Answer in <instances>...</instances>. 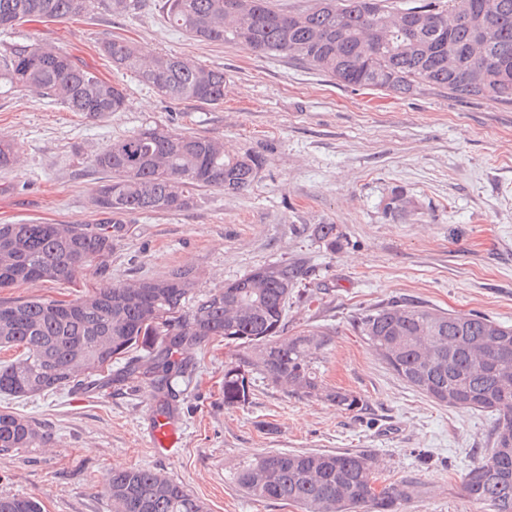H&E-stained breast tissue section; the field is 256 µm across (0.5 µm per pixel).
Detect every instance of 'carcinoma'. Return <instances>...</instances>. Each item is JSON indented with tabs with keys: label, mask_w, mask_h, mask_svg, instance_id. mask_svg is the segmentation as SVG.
<instances>
[{
	"label": "carcinoma",
	"mask_w": 512,
	"mask_h": 512,
	"mask_svg": "<svg viewBox=\"0 0 512 512\" xmlns=\"http://www.w3.org/2000/svg\"><path fill=\"white\" fill-rule=\"evenodd\" d=\"M386 2L374 0L366 9L363 0H314L307 11L285 13L269 0H164L163 10L172 26L197 41L283 54L346 87L406 97L429 86L512 105V78L502 77V70L512 72V0H484L480 17L476 0H428L403 10ZM102 6L130 15L141 0H104ZM94 8V0H0V29L5 18L15 25L55 22ZM97 54L165 99L224 102L220 67L146 51L118 36L100 42ZM476 72L478 83L471 80ZM16 89L98 118L127 105L122 85L49 42L0 48V93ZM19 162L15 144L0 140V169ZM91 165L103 174L92 195L99 222L0 224V288L101 277L123 228L121 216L187 210L195 191L205 187L243 191L264 158L231 156L217 138L151 122L109 141ZM314 235L331 252L341 241L334 224L318 225ZM303 279L300 265L276 262L198 294L194 271L184 268L159 279L100 283L71 300H0V349L18 351L0 363V395L95 389L113 362L124 359L128 373L142 370L153 393L170 397L173 380L188 370L174 354L221 338L234 357L224 366V404L248 402L256 374L291 394L355 411L361 398L320 375L330 334L311 329L283 335L288 302ZM351 326L402 381L433 402L493 417L492 448L467 473L463 491L493 512H512V358L498 360L493 349L496 336L512 343V325L474 311L388 301L361 310ZM140 350L149 351L143 369ZM450 390L456 393L452 403ZM42 440L32 421L0 412V454ZM382 472L378 458L360 451L266 452L231 476L248 498L294 503L302 512H404L415 488L388 483ZM104 492L112 512H206L183 483L152 469L114 468ZM0 512H41V505L0 495Z\"/></svg>",
	"instance_id": "cac0c4a2"
}]
</instances>
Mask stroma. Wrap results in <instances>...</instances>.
Here are the masks:
<instances>
[{"label":"stroma","instance_id":"35a3bbf8","mask_svg":"<svg viewBox=\"0 0 512 512\" xmlns=\"http://www.w3.org/2000/svg\"><path fill=\"white\" fill-rule=\"evenodd\" d=\"M114 35L222 67L223 104L173 102L105 66L96 46ZM12 41H50L81 56L122 84L128 103L96 119L28 92L0 94V139L23 154L21 168L0 171V224L95 223L92 156L149 120L220 138L232 155L261 154L265 164L245 191L204 188L188 210L124 216L106 277L158 279L189 268L205 293L267 264L301 262L308 277L289 304L286 332L329 330L323 379L364 406L348 413L259 378L248 403L225 405L231 356L217 340L196 352L178 385L183 438L173 456L149 444L152 396L142 375L91 392L0 395V411L44 433L39 446L0 455V495L33 497L44 512H112L104 478L137 467L183 482L208 512H300L246 498L231 470L254 453L353 449L376 455L389 481L418 487L405 512H492L463 491L488 452L491 415L437 405L407 386L351 319L403 300L512 324V105L431 87L408 97L345 87L282 55L189 39L169 25L162 0H143L133 15L98 7L87 18L0 31V43ZM396 193L410 199L406 211L389 209ZM319 224L342 230L336 253L314 237Z\"/></svg>","mask_w":512,"mask_h":512}]
</instances>
